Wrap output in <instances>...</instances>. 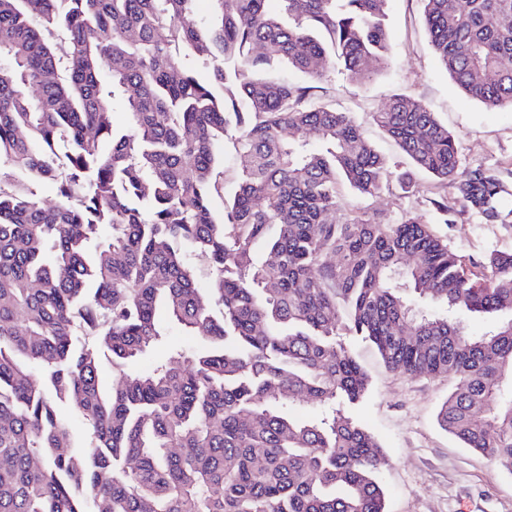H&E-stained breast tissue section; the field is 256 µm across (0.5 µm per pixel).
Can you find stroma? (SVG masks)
Returning a JSON list of instances; mask_svg holds the SVG:
<instances>
[{
    "instance_id": "35a3bbf8",
    "label": "stroma",
    "mask_w": 512,
    "mask_h": 512,
    "mask_svg": "<svg viewBox=\"0 0 512 512\" xmlns=\"http://www.w3.org/2000/svg\"><path fill=\"white\" fill-rule=\"evenodd\" d=\"M389 32L391 68L363 83L332 75L317 93L319 100L353 117L393 171L389 184L373 197L340 188V215L361 211L389 223L412 215L477 263L494 253L512 254V223H488L463 208L453 186L409 168L372 120L391 96H410L457 135L466 169L512 183V108L486 109L449 78L423 26L421 0H391ZM443 196L450 207L445 218L433 206ZM347 342L369 376L366 396L350 413L375 436L388 459L380 473L386 512H512V473L463 447L437 423L454 378L392 372L368 343L356 336Z\"/></svg>"
}]
</instances>
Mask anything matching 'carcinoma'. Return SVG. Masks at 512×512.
<instances>
[{"label": "carcinoma", "mask_w": 512, "mask_h": 512, "mask_svg": "<svg viewBox=\"0 0 512 512\" xmlns=\"http://www.w3.org/2000/svg\"><path fill=\"white\" fill-rule=\"evenodd\" d=\"M210 2L0 0V512H385L386 457L345 413L369 377L344 331L394 371L456 375L439 425L512 471V254L469 274L415 218L336 219L339 186L372 197L390 173L312 90L390 65V0ZM422 5L449 77L512 106V0ZM373 121L512 219V190L466 171L423 104L395 95ZM229 135L247 164L226 196ZM160 308L208 347L137 371ZM461 309L497 323L468 335Z\"/></svg>", "instance_id": "1"}]
</instances>
